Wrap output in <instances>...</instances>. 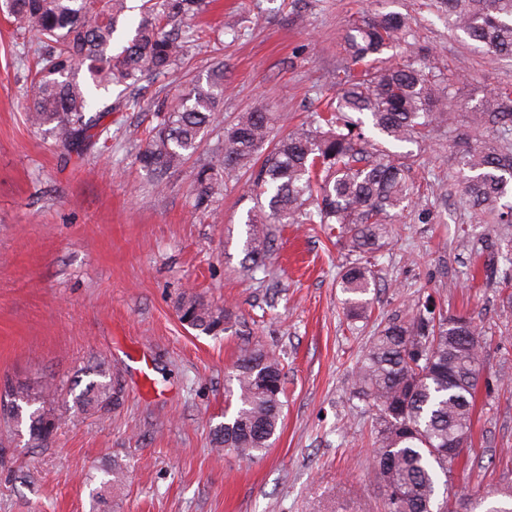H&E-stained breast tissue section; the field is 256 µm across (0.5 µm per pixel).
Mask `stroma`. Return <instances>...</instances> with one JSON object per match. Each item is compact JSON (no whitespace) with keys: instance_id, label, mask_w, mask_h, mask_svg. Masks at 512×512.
Here are the masks:
<instances>
[{"instance_id":"1","label":"stroma","mask_w":512,"mask_h":512,"mask_svg":"<svg viewBox=\"0 0 512 512\" xmlns=\"http://www.w3.org/2000/svg\"><path fill=\"white\" fill-rule=\"evenodd\" d=\"M387 13L408 20L407 43L376 68L408 57L455 74L454 123L414 147L426 207L408 208L382 249L366 319H348L337 285L353 255L337 230L272 224L273 252L245 259L253 191L224 167V131L240 112L272 108L294 122L323 106L354 65L344 35ZM206 35L165 76L141 80L137 107L104 118L103 152L67 155L31 126L28 66L39 38L0 18V384L53 383L51 447L26 426H0V512H381L372 414L353 399L355 370L380 319L429 303L474 317L485 342L471 444L439 496L473 498L512 485V224L479 220L463 199L458 149L480 129L484 98L512 92V61L448 27L447 0H211ZM224 62L223 110L198 151L164 179L136 162L157 102ZM223 192L192 207L199 167ZM198 296L231 310L247 333L208 336L177 306ZM283 367L282 423L266 454L247 461L215 448L233 365L244 349ZM97 358L118 369L120 407L89 414L75 402ZM122 485L101 490L104 469Z\"/></svg>"}]
</instances>
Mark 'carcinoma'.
Masks as SVG:
<instances>
[{"mask_svg":"<svg viewBox=\"0 0 512 512\" xmlns=\"http://www.w3.org/2000/svg\"><path fill=\"white\" fill-rule=\"evenodd\" d=\"M205 0H144L139 16L127 0H0V10L19 27L40 36L45 51L32 77L27 106L32 123L65 152L97 147L102 118L134 104L112 98L148 75L165 74L180 60L183 21L201 14ZM448 19L475 44L499 58H512V0H448ZM407 20L384 15L351 26L345 43L358 76L338 82L335 95L308 122L281 135L276 112L240 113L224 131V167L250 172L257 209L247 212L245 253L260 266L270 250L262 224H336L352 250L372 253L389 238L392 220L414 199L409 153L367 151L366 133L417 143L427 128L448 119L452 78L428 76L411 64L370 71L391 46L405 41ZM216 80L188 82L174 106H158L142 166L160 177L183 166L198 150L223 100ZM487 135L459 153L457 163L469 207L493 224H512V99L498 93L479 106ZM221 191L210 170L195 174L197 210ZM339 286L356 318L366 315L377 288L374 271L361 262L346 266ZM180 320L208 336L229 330L231 313L196 296L179 302ZM482 332L466 315L446 316L425 305L379 323L356 368L354 396L375 412L374 457L385 495V512H473L468 501L436 502L440 479L450 480L468 447L473 401L482 371ZM98 380L79 395L86 412L122 400L118 373L103 359L89 367ZM236 407L215 427L213 442L248 459L270 447L283 417L279 360L255 348L235 365ZM5 388L0 419L16 422L14 406H26L30 439L51 444L58 418L45 393Z\"/></svg>","mask_w":512,"mask_h":512,"instance_id":"obj_1","label":"carcinoma"}]
</instances>
